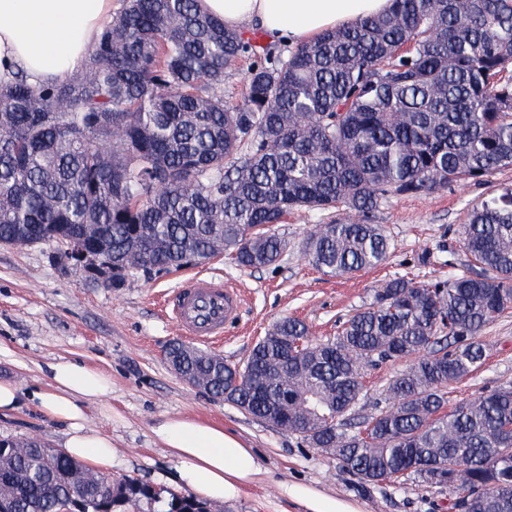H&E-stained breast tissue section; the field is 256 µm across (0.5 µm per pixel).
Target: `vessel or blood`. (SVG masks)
Segmentation results:
<instances>
[{"mask_svg":"<svg viewBox=\"0 0 512 512\" xmlns=\"http://www.w3.org/2000/svg\"><path fill=\"white\" fill-rule=\"evenodd\" d=\"M168 313L182 335L215 344L239 317L241 297L220 280L192 275L165 299Z\"/></svg>","mask_w":512,"mask_h":512,"instance_id":"vessel-or-blood-1","label":"vessel or blood"}]
</instances>
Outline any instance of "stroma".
Here are the masks:
<instances>
[{
	"label": "stroma",
	"instance_id": "1",
	"mask_svg": "<svg viewBox=\"0 0 512 512\" xmlns=\"http://www.w3.org/2000/svg\"><path fill=\"white\" fill-rule=\"evenodd\" d=\"M504 186H512V168L480 184L388 199L374 221L384 225L391 255L383 265L352 276H327L305 261L302 242L321 221L308 212L277 225L288 249L273 266L243 269L222 255L192 266V273L237 286L244 299L241 323L225 332L213 353L225 363L242 364L258 339L285 316L306 322L312 335L330 336L339 321L369 302L378 282L402 276L436 282L462 273L466 256L459 227L466 212ZM181 279L178 272L139 273L122 287L103 288L87 282L79 267L63 265L55 246L0 245V380L13 381L24 396L18 412L0 417V438L35 436L62 447L65 424L45 418L30 394L47 387L49 364L69 359L112 378L111 398L89 402L86 425L112 439L113 480L131 478L178 493L175 462L153 429L166 417L189 414L234 433L268 471L237 499L212 504V512H303L282 495L284 482L357 501L363 512H448L447 489L410 478L364 488L335 457L308 447L298 435L258 422L184 383L164 360V348L180 333L160 303ZM482 336L488 358L470 377L449 385V403L512 383V314L491 322Z\"/></svg>",
	"mask_w": 512,
	"mask_h": 512
}]
</instances>
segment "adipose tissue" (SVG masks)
Wrapping results in <instances>:
<instances>
[{
    "label": "adipose tissue",
    "mask_w": 512,
    "mask_h": 512,
    "mask_svg": "<svg viewBox=\"0 0 512 512\" xmlns=\"http://www.w3.org/2000/svg\"><path fill=\"white\" fill-rule=\"evenodd\" d=\"M114 0H0V81L24 72L32 84L61 83L81 69L113 16ZM392 0H199L200 9L241 31L259 28L270 41L314 43L326 30L387 12ZM51 383L35 392L40 412L64 423L65 452L92 465H112V441L85 425L87 401L112 393V379L73 361L49 367ZM154 433L176 462V482L199 497L238 498L266 470L253 449L223 427L188 415L169 416ZM282 493L305 512H362L355 503L302 483Z\"/></svg>",
    "instance_id": "1"
}]
</instances>
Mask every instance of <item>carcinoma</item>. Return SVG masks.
<instances>
[{"label":"carcinoma","mask_w":512,"mask_h":512,"mask_svg":"<svg viewBox=\"0 0 512 512\" xmlns=\"http://www.w3.org/2000/svg\"><path fill=\"white\" fill-rule=\"evenodd\" d=\"M249 62L243 100L224 77ZM512 167V0H394L384 14L295 49L228 29L197 0H123L69 81L0 85V244H52L112 259L125 275L228 254L277 263L294 210L316 225L303 258L324 274L386 261L372 215L393 196L482 183ZM467 272L403 277L325 339L284 317L242 365L169 343L182 372L245 414L336 457L365 486L400 476L455 494L448 512H512V384L448 406V384L488 357L484 327L512 309V187L461 226ZM422 356L360 418L367 368ZM467 484L457 483L459 469ZM12 512H209L135 479H91L65 453L0 455Z\"/></svg>","instance_id":"carcinoma-1"}]
</instances>
